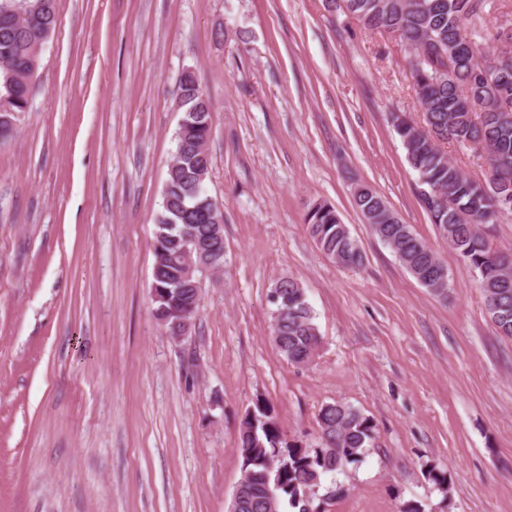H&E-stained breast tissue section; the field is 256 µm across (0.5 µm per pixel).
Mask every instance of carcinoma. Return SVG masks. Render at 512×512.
Returning <instances> with one entry per match:
<instances>
[{
  "label": "carcinoma",
  "mask_w": 512,
  "mask_h": 512,
  "mask_svg": "<svg viewBox=\"0 0 512 512\" xmlns=\"http://www.w3.org/2000/svg\"><path fill=\"white\" fill-rule=\"evenodd\" d=\"M335 8L357 18L369 30L383 31L410 49L409 66L422 108V123L392 114V125L417 174L418 195L431 223L448 246L474 272L488 315L504 336L512 337V253L488 245L481 226L512 214V34L502 36L504 49L489 56L476 40L486 23L485 0H330ZM18 0H0V140L10 133V116L23 112L33 90L39 65L37 44L56 27L61 0H30L19 11ZM179 105L190 124L177 131L176 165L167 170L161 209L155 215L151 287L162 299L153 315L170 327L166 310L191 305L199 277H185L180 255L182 233L192 231L204 245L209 269L224 267V236L214 225L224 223L219 207L194 208L196 188L205 184L212 166L208 142L213 107L197 77L180 79ZM452 140L481 150L488 173L474 178L441 147ZM355 208L372 232L401 265L425 288L444 294L448 284L431 278L442 267L431 247L388 206L370 186L358 183L352 193ZM318 249L344 267L363 262L359 244L335 207L317 201L304 217ZM273 303L271 337L283 358L305 365L314 357L321 337L306 290L292 277L278 278L269 295ZM317 423L320 444L307 448L289 443L272 409L255 403L242 421L238 453L242 476L237 484L238 512H281L283 506L301 512L304 495L316 498L322 480L358 461L373 439L369 417L345 403L321 408Z\"/></svg>",
  "instance_id": "carcinoma-1"
}]
</instances>
